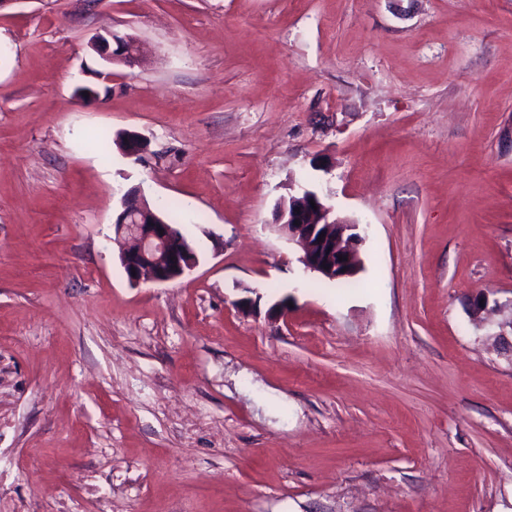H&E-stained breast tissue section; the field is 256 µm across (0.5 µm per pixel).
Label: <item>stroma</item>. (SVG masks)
<instances>
[{
	"label": "stroma",
	"mask_w": 512,
	"mask_h": 512,
	"mask_svg": "<svg viewBox=\"0 0 512 512\" xmlns=\"http://www.w3.org/2000/svg\"><path fill=\"white\" fill-rule=\"evenodd\" d=\"M302 186L356 288L275 227ZM133 187L189 275L128 282ZM0 512H512V0L0 8ZM92 47L107 63L123 62L127 66H133L144 53L135 37L114 30L96 35ZM306 190L301 189L288 197V208L283 206L280 209L275 225L279 226L289 241L300 247L298 262L304 271L317 273L336 282L349 278L338 284L351 285L357 281L354 276L361 265L358 246L363 237L357 232L359 224L333 217L332 207L317 193L304 198ZM310 200L315 202L317 210L312 208ZM309 211L317 212L321 222L313 223V217L308 220ZM321 226L325 228L319 231ZM319 236H322V241H318ZM339 256L347 257V260L339 261Z\"/></svg>",
	"instance_id": "35a3bbf8"
}]
</instances>
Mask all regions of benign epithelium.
I'll return each instance as SVG.
<instances>
[{
	"mask_svg": "<svg viewBox=\"0 0 512 512\" xmlns=\"http://www.w3.org/2000/svg\"><path fill=\"white\" fill-rule=\"evenodd\" d=\"M93 49L106 62L134 65L144 48L128 33L108 31L98 34ZM317 207L321 222L309 219ZM333 209L318 194L308 197L300 191L288 197V206L278 212L276 225L301 249L298 262L304 271L330 281L357 275L361 265L358 246L363 237L359 225L332 216ZM115 234L123 240L118 259L129 283L148 280L169 283L188 275L198 264V257L185 236L148 207L139 193L121 199V210L114 222ZM344 260H339V257Z\"/></svg>",
	"mask_w": 512,
	"mask_h": 512,
	"instance_id": "obj_1",
	"label": "benign epithelium"
}]
</instances>
